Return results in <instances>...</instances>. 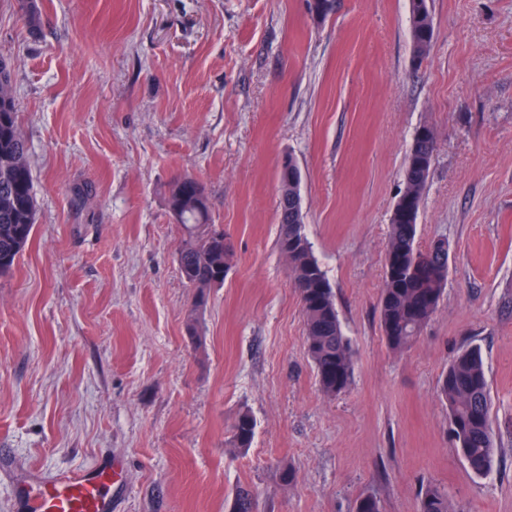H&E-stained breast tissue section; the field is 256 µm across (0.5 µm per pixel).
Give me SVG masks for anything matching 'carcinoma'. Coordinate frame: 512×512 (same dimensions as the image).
Wrapping results in <instances>:
<instances>
[{
    "instance_id": "1",
    "label": "carcinoma",
    "mask_w": 512,
    "mask_h": 512,
    "mask_svg": "<svg viewBox=\"0 0 512 512\" xmlns=\"http://www.w3.org/2000/svg\"><path fill=\"white\" fill-rule=\"evenodd\" d=\"M413 60L429 54L434 40L433 18L427 0H410ZM434 129L424 125L406 155L403 188L389 225L385 275L379 298V320L384 338L394 351L408 348L436 312L446 288L448 255H432L416 245L417 221L424 201L434 151ZM29 148L18 121L11 68L0 59V273L9 271L29 244L36 224L34 179ZM300 172L293 159L279 173L278 247L288 252L294 288L304 318L305 343L321 391L336 396L351 384L354 362L344 335L333 289L313 254L310 242L291 246L295 220L291 202L299 186L291 173ZM175 223L185 231L181 241L182 278L197 290L195 307L204 305L206 290L224 283L233 253L224 233L208 231L209 205L203 184L184 174L176 177L167 198ZM440 399L448 406V424L457 450L477 475L494 465L495 431L491 418L490 388L480 348L462 349L439 380ZM255 423L247 412L238 415L231 439L240 452L251 447ZM419 512H449L448 493L428 485L419 496Z\"/></svg>"
}]
</instances>
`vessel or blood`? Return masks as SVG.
Instances as JSON below:
<instances>
[{
  "label": "vessel or blood",
  "mask_w": 512,
  "mask_h": 512,
  "mask_svg": "<svg viewBox=\"0 0 512 512\" xmlns=\"http://www.w3.org/2000/svg\"><path fill=\"white\" fill-rule=\"evenodd\" d=\"M112 461L45 478L26 476L18 485L23 512H112Z\"/></svg>",
  "instance_id": "obj_1"
}]
</instances>
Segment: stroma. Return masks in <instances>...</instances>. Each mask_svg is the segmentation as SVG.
Segmentation results:
<instances>
[{
  "label": "stroma",
  "instance_id": "35a3bbf8",
  "mask_svg": "<svg viewBox=\"0 0 512 512\" xmlns=\"http://www.w3.org/2000/svg\"><path fill=\"white\" fill-rule=\"evenodd\" d=\"M0 0V57L37 200L0 275V448L53 476L111 457L116 512H512V0ZM436 149L417 225L447 241L448 282L413 345L380 327L390 217L416 130ZM302 173L305 233L333 288L354 372L324 395L278 247L279 171ZM205 187L234 260L193 311L167 208ZM198 325L190 335L189 322ZM480 346L499 452L474 475L438 381ZM251 448L229 450L241 412ZM292 479L283 480L282 470ZM410 29L412 34L413 60L422 61L429 54L434 40L433 18L426 0L410 1ZM448 493L444 489L427 485L419 496V512H449Z\"/></svg>",
  "mask_w": 512,
  "mask_h": 512
}]
</instances>
